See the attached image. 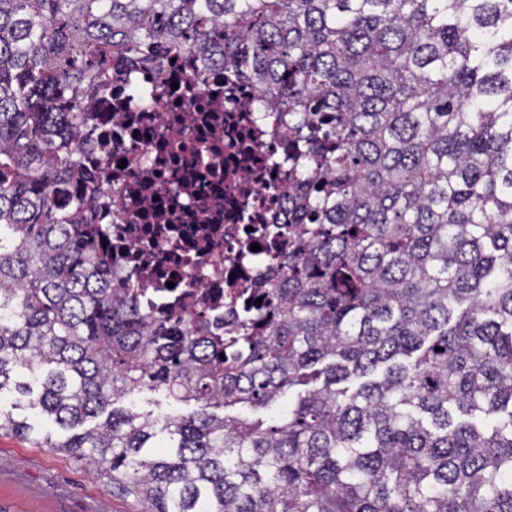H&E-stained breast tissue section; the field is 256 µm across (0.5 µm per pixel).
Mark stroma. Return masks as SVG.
<instances>
[{
	"instance_id": "obj_1",
	"label": "stroma",
	"mask_w": 512,
	"mask_h": 512,
	"mask_svg": "<svg viewBox=\"0 0 512 512\" xmlns=\"http://www.w3.org/2000/svg\"><path fill=\"white\" fill-rule=\"evenodd\" d=\"M146 502L125 495L64 452L33 447L0 432V512H146Z\"/></svg>"
}]
</instances>
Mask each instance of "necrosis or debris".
I'll return each mask as SVG.
<instances>
[{"mask_svg":"<svg viewBox=\"0 0 512 512\" xmlns=\"http://www.w3.org/2000/svg\"><path fill=\"white\" fill-rule=\"evenodd\" d=\"M163 77L136 66L114 77L80 141L90 185L73 182L59 209L94 188L88 215L109 230L112 281H130L154 309L232 320L243 286L281 249L269 227L288 220V137L259 110L253 80L212 56L165 54Z\"/></svg>","mask_w":512,"mask_h":512,"instance_id":"necrosis-or-debris-1","label":"necrosis or debris"}]
</instances>
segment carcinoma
<instances>
[{
  "label": "carcinoma",
  "mask_w": 512,
  "mask_h": 512,
  "mask_svg": "<svg viewBox=\"0 0 512 512\" xmlns=\"http://www.w3.org/2000/svg\"><path fill=\"white\" fill-rule=\"evenodd\" d=\"M186 49L310 131L288 251L222 332L145 309L88 201L56 208L114 59ZM160 390L195 408L114 407ZM6 391L0 431L147 512H512V0H0Z\"/></svg>",
  "instance_id": "obj_1"
}]
</instances>
